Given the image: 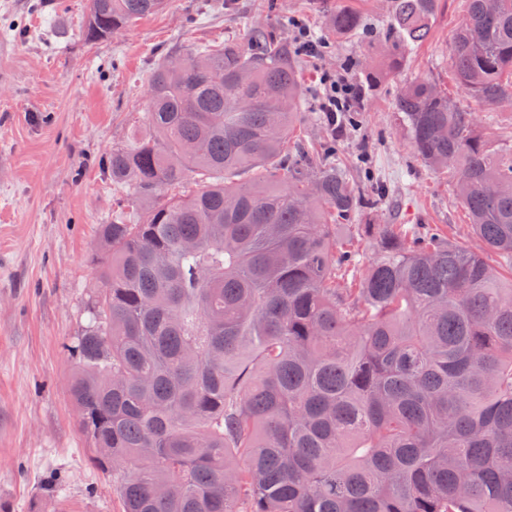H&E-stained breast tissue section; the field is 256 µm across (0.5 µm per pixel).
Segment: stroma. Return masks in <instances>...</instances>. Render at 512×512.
I'll list each match as a JSON object with an SVG mask.
<instances>
[{
	"label": "stroma",
	"instance_id": "1",
	"mask_svg": "<svg viewBox=\"0 0 512 512\" xmlns=\"http://www.w3.org/2000/svg\"><path fill=\"white\" fill-rule=\"evenodd\" d=\"M389 0H169L111 39L80 29L87 0H0V512H120L111 475L91 461L69 385V347L87 324L100 268L99 227L133 195L102 161L141 129L149 78L164 55L201 43L245 42L257 20L293 46L292 19L330 44L313 60L295 55L304 83L302 134L345 168L355 185L382 189L386 206L359 224H402L482 249L457 201L452 173L414 154L395 102L404 83L438 78L457 105L479 113L496 146H512V102L478 110L449 75L448 41L467 0H439L431 34L400 66L387 67ZM360 14L358 33L336 34V8ZM367 90L354 126H332L318 109L319 73Z\"/></svg>",
	"mask_w": 512,
	"mask_h": 512
}]
</instances>
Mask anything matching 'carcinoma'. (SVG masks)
<instances>
[{"label":"carcinoma","mask_w":512,"mask_h":512,"mask_svg":"<svg viewBox=\"0 0 512 512\" xmlns=\"http://www.w3.org/2000/svg\"><path fill=\"white\" fill-rule=\"evenodd\" d=\"M468 2L450 67L494 110L512 100V0ZM165 5L89 0L83 38ZM437 6L392 0L394 58ZM250 41L161 59L145 133L109 155L137 207L101 225L100 292L71 347L92 462L122 512H512V278L488 258L512 262V149L414 81L395 104L413 152L455 174L487 251L352 224L383 192L299 145L295 62L260 25Z\"/></svg>","instance_id":"carcinoma-1"}]
</instances>
